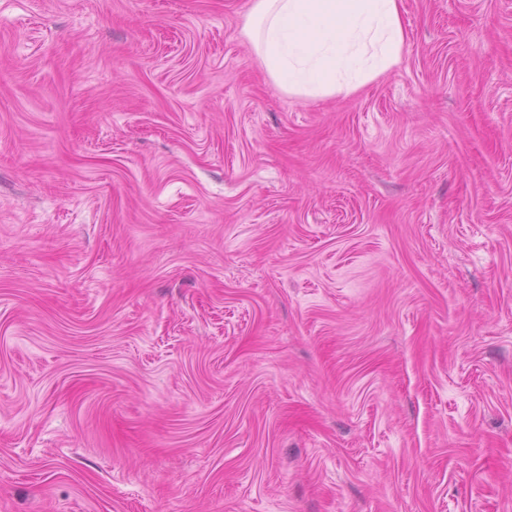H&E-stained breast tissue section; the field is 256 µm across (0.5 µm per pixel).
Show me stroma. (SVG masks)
Segmentation results:
<instances>
[{
  "label": "stroma",
  "mask_w": 512,
  "mask_h": 512,
  "mask_svg": "<svg viewBox=\"0 0 512 512\" xmlns=\"http://www.w3.org/2000/svg\"><path fill=\"white\" fill-rule=\"evenodd\" d=\"M252 0H0V512H512V0L287 94Z\"/></svg>",
  "instance_id": "obj_1"
}]
</instances>
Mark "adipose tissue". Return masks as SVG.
Masks as SVG:
<instances>
[{"label":"adipose tissue","mask_w":512,"mask_h":512,"mask_svg":"<svg viewBox=\"0 0 512 512\" xmlns=\"http://www.w3.org/2000/svg\"><path fill=\"white\" fill-rule=\"evenodd\" d=\"M244 35L273 82L304 98L356 92L405 43L400 0H253Z\"/></svg>","instance_id":"ef3b65f1"}]
</instances>
